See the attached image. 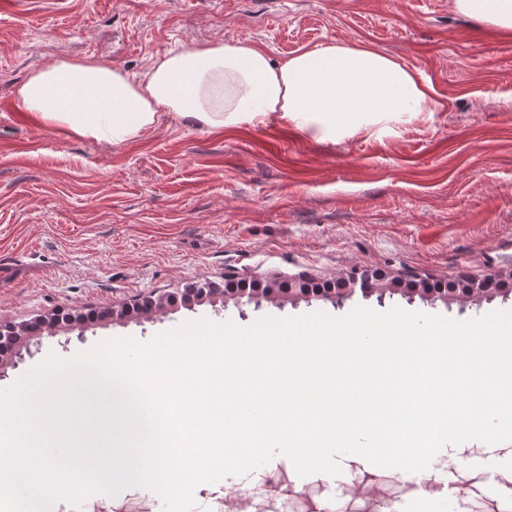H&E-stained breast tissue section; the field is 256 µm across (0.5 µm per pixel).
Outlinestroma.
Masks as SVG:
<instances>
[{"label": "stroma", "instance_id": "1", "mask_svg": "<svg viewBox=\"0 0 512 512\" xmlns=\"http://www.w3.org/2000/svg\"><path fill=\"white\" fill-rule=\"evenodd\" d=\"M367 45L414 68L429 111L320 141L281 113L208 128L171 114L112 145L43 125L16 90L60 58L91 56L144 78L198 43H248L279 61L309 46ZM0 325L64 311L84 335L31 345L6 383L55 354L117 337L145 341L201 318L246 327L265 316L393 307L458 321L512 311V31L455 0H0ZM355 269L429 283L492 280L493 300L450 303L355 294L221 312L210 305L118 322L99 310L202 282L336 280ZM495 466H487L488 456ZM341 475L298 476L284 456L198 486L191 512H512V441H468L430 476L376 470L351 455ZM132 486L55 512H161Z\"/></svg>", "mask_w": 512, "mask_h": 512}]
</instances>
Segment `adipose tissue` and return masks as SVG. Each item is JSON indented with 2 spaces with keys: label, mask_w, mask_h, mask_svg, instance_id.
Wrapping results in <instances>:
<instances>
[{
  "label": "adipose tissue",
  "mask_w": 512,
  "mask_h": 512,
  "mask_svg": "<svg viewBox=\"0 0 512 512\" xmlns=\"http://www.w3.org/2000/svg\"><path fill=\"white\" fill-rule=\"evenodd\" d=\"M457 10L512 30V0H455ZM16 96L46 126L126 143L172 112L209 127L280 112L321 139L391 116L428 111L429 86L412 68L366 46L326 43L275 61L246 45L194 44L157 58L145 79L93 57L59 59L32 72Z\"/></svg>",
  "instance_id": "obj_1"
}]
</instances>
